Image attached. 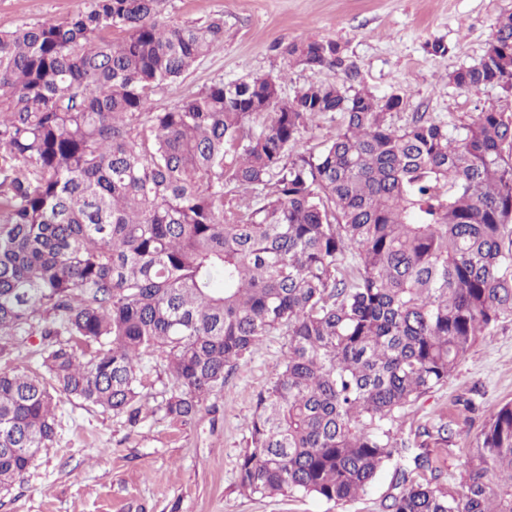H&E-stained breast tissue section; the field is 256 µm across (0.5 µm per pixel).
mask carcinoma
Masks as SVG:
<instances>
[{
  "label": "carcinoma",
  "instance_id": "cac0c4a2",
  "mask_svg": "<svg viewBox=\"0 0 512 512\" xmlns=\"http://www.w3.org/2000/svg\"><path fill=\"white\" fill-rule=\"evenodd\" d=\"M161 0H90L0 33V359L41 336L44 373L0 370V487L57 435L56 395L138 421V372L164 355L185 421L268 336L288 337L257 395L239 485L357 498L393 457L385 512H512V403L448 493L417 432L394 425L512 317V115L448 125L400 98L282 73L152 96L224 44V19L164 25ZM117 30L119 39L107 34ZM352 72L334 40L287 49ZM512 91V13L483 60L448 75ZM340 118L317 155L290 149Z\"/></svg>",
  "mask_w": 512,
  "mask_h": 512
}]
</instances>
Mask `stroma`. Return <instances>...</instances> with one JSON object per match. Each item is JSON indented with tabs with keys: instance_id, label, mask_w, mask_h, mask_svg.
I'll use <instances>...</instances> for the list:
<instances>
[{
	"instance_id": "35a3bbf8",
	"label": "stroma",
	"mask_w": 512,
	"mask_h": 512,
	"mask_svg": "<svg viewBox=\"0 0 512 512\" xmlns=\"http://www.w3.org/2000/svg\"><path fill=\"white\" fill-rule=\"evenodd\" d=\"M86 0H0V30L24 23L63 20ZM512 13V0H162L168 24L224 17V45L200 60L177 83L158 91L155 102L171 106L217 80L286 74L280 94L294 97L317 81L382 98L400 97L395 117L412 112L452 123L470 120L492 106L512 115V93L497 86L463 92L449 85L454 70L478 64L493 39L497 19ZM332 39L355 74L314 71L288 60V45ZM446 51L436 54L433 44ZM287 339L270 336L240 361L224 388L183 423L165 417L169 387L160 356L144 361L146 400L137 424L95 406L61 399L58 435L33 466L6 491L0 512H383L400 459H392L358 498L335 503L301 493L272 498L243 494L238 463L250 443L257 394L274 377ZM512 402V318L481 337L448 382L401 412L402 436L447 421V447L434 449L448 492L460 490L490 415Z\"/></svg>"
}]
</instances>
